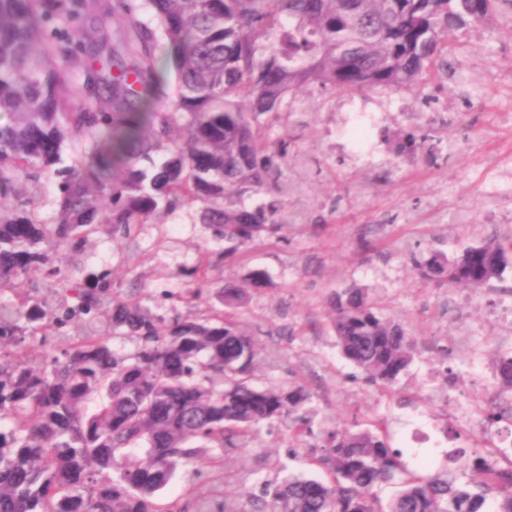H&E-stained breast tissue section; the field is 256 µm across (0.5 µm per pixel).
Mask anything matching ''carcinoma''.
Instances as JSON below:
<instances>
[{"label": "carcinoma", "mask_w": 512, "mask_h": 512, "mask_svg": "<svg viewBox=\"0 0 512 512\" xmlns=\"http://www.w3.org/2000/svg\"><path fill=\"white\" fill-rule=\"evenodd\" d=\"M165 40L176 82L167 83L142 27L120 58L86 68L92 100L73 103L59 60L91 50L79 34L48 24L86 18L91 0H0V512H512V459L489 448L477 462L460 452L432 470L391 445L381 417L358 431L314 433L312 395L274 385L259 369L252 335L236 312L249 287L209 288L211 253L185 271L184 302L210 293L206 317L152 310L149 295L121 294L109 272L79 280L55 264L46 244L79 268L91 237L106 232L136 247V227L196 203L199 223L227 246L223 256L272 235L297 215L283 211L290 142H270L293 109L288 93L306 83L337 91L418 90L447 67L453 30L483 25L502 0H146ZM167 97L162 109L153 100ZM395 154L412 160L427 138L396 135ZM54 178L57 219L42 221L34 198L40 176ZM267 194L253 206L245 198ZM425 281L472 294L512 269V236L413 257ZM44 272L59 300L41 298ZM336 347L363 379L393 396L419 345L384 314L370 289L334 294ZM64 333L71 345L40 363L27 339ZM129 338L135 349H114ZM495 354L512 389V352ZM105 401L86 412L91 399ZM166 402L154 419L151 400ZM288 420L295 439L318 436L321 454L304 463L325 477L261 479L260 494L230 497L224 472L232 450L248 448L260 426ZM184 493L161 506L179 471ZM396 482L385 504L377 487Z\"/></svg>", "instance_id": "carcinoma-1"}]
</instances>
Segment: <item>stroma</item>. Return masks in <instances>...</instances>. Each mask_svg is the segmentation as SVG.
<instances>
[{
    "instance_id": "1",
    "label": "stroma",
    "mask_w": 512,
    "mask_h": 512,
    "mask_svg": "<svg viewBox=\"0 0 512 512\" xmlns=\"http://www.w3.org/2000/svg\"><path fill=\"white\" fill-rule=\"evenodd\" d=\"M448 65L452 72L418 91H371L374 107L405 103L413 112H448L455 121L438 126L437 154L414 160L395 157L379 146L373 158L341 149L335 134L342 125L345 96L310 84L296 98L285 126L276 135L291 139L293 155L286 179L292 186L284 206L302 213L299 224L242 247L215 265L214 286L243 283L254 269L267 274L239 312L242 327L259 342L270 362V382L308 388L317 411L313 427L355 429L368 415L390 422L391 443L403 449L456 447L465 457L483 452L498 429L488 426L489 386H500L490 348L512 351V334L492 319L512 287L484 289L481 297L448 285L421 280L411 256L432 247L449 255L463 246L512 233V223L491 221V209L512 213V194H498L487 206L490 181L512 177V5H500L482 27L452 32ZM186 206L141 225L139 246L128 252L106 233L97 234L83 256L88 272L108 270L114 288H141L163 313L188 314L181 297L188 284L181 275L202 251H223ZM372 289L383 312L403 322L422 345L410 371L389 398L366 383L344 360L330 327L336 289ZM295 443L287 422L262 426L256 441L235 451L238 474L228 492L254 491L242 474L274 477L273 465L287 461Z\"/></svg>"
}]
</instances>
